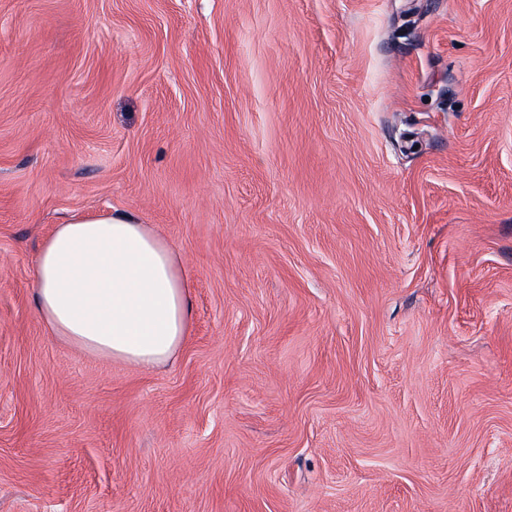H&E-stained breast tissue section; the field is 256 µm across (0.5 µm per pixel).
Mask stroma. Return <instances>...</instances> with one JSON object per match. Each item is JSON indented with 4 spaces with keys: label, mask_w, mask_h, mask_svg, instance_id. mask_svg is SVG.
Returning a JSON list of instances; mask_svg holds the SVG:
<instances>
[{
    "label": "stroma",
    "mask_w": 512,
    "mask_h": 512,
    "mask_svg": "<svg viewBox=\"0 0 512 512\" xmlns=\"http://www.w3.org/2000/svg\"><path fill=\"white\" fill-rule=\"evenodd\" d=\"M114 210L152 370L36 313ZM0 512H512V0H0ZM36 307L52 336L139 368L186 341L189 279L177 249L128 212L73 216L44 241Z\"/></svg>",
    "instance_id": "1"
}]
</instances>
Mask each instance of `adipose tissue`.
I'll return each instance as SVG.
<instances>
[{
  "label": "adipose tissue",
  "instance_id": "adipose-tissue-1",
  "mask_svg": "<svg viewBox=\"0 0 512 512\" xmlns=\"http://www.w3.org/2000/svg\"><path fill=\"white\" fill-rule=\"evenodd\" d=\"M52 335L139 368L169 361L189 333V279L176 248L128 212L56 225L35 267Z\"/></svg>",
  "mask_w": 512,
  "mask_h": 512
}]
</instances>
